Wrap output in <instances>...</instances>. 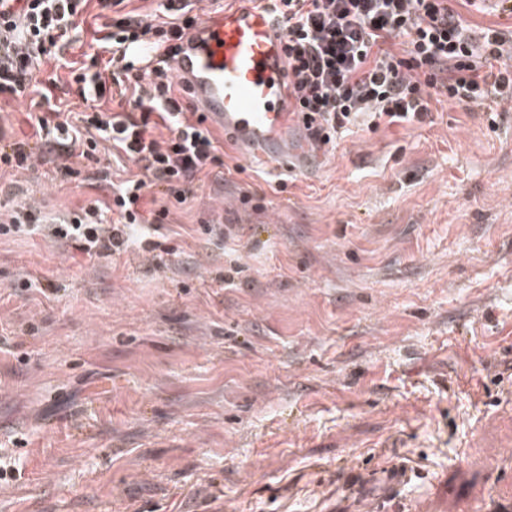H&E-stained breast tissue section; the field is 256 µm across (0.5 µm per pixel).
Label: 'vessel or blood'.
<instances>
[{"instance_id": "vessel-or-blood-1", "label": "vessel or blood", "mask_w": 512, "mask_h": 512, "mask_svg": "<svg viewBox=\"0 0 512 512\" xmlns=\"http://www.w3.org/2000/svg\"><path fill=\"white\" fill-rule=\"evenodd\" d=\"M171 67L193 108L241 155L289 172L319 160L292 111L285 40L264 0L201 14L179 40Z\"/></svg>"}]
</instances>
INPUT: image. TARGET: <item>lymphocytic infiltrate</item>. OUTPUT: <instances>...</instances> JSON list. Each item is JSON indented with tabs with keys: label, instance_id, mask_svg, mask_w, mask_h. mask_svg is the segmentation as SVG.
<instances>
[{
	"label": "lymphocytic infiltrate",
	"instance_id": "lymphocytic-infiltrate-1",
	"mask_svg": "<svg viewBox=\"0 0 512 512\" xmlns=\"http://www.w3.org/2000/svg\"><path fill=\"white\" fill-rule=\"evenodd\" d=\"M130 0H0V98L36 92L30 113L38 139L0 146V168L26 170L34 160L75 175L71 158L97 162L101 142L122 150L137 173L112 190L109 207L89 204L57 223L20 208L0 219V237L44 232L88 256L122 253L131 245L144 188L167 203L153 221L194 194V184L224 156L203 115L191 111L171 67L175 43L199 16L200 0H163L148 18ZM286 41L293 109L314 148L335 149L358 122L424 123L437 95L467 108L512 106V26L477 27L449 0H267ZM95 9L94 52L66 61L78 18ZM67 69L60 78L59 69ZM66 85L86 107L79 121L60 111L52 91ZM111 99L117 111L102 112ZM168 132L156 135L157 128ZM113 223H106V214Z\"/></svg>",
	"mask_w": 512,
	"mask_h": 512
}]
</instances>
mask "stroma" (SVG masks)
Masks as SVG:
<instances>
[{"mask_svg":"<svg viewBox=\"0 0 512 512\" xmlns=\"http://www.w3.org/2000/svg\"><path fill=\"white\" fill-rule=\"evenodd\" d=\"M430 109L309 171L223 144L114 257L0 237V512H512V110Z\"/></svg>","mask_w":512,"mask_h":512,"instance_id":"35a3bbf8","label":"stroma"}]
</instances>
